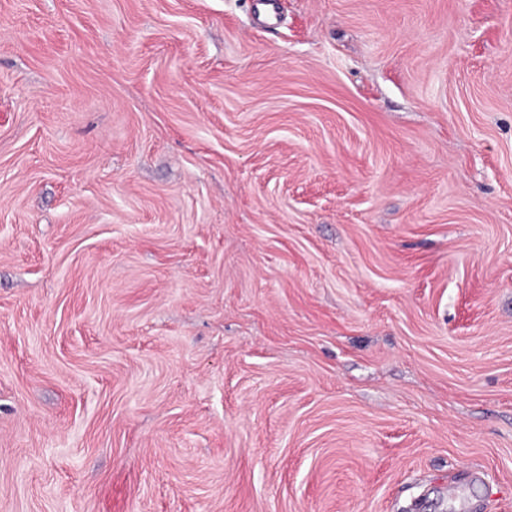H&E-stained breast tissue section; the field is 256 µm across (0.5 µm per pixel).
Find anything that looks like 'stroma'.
Returning a JSON list of instances; mask_svg holds the SVG:
<instances>
[{
    "label": "stroma",
    "instance_id": "35a3bbf8",
    "mask_svg": "<svg viewBox=\"0 0 512 512\" xmlns=\"http://www.w3.org/2000/svg\"><path fill=\"white\" fill-rule=\"evenodd\" d=\"M0 0V512H512V0Z\"/></svg>",
    "mask_w": 512,
    "mask_h": 512
}]
</instances>
